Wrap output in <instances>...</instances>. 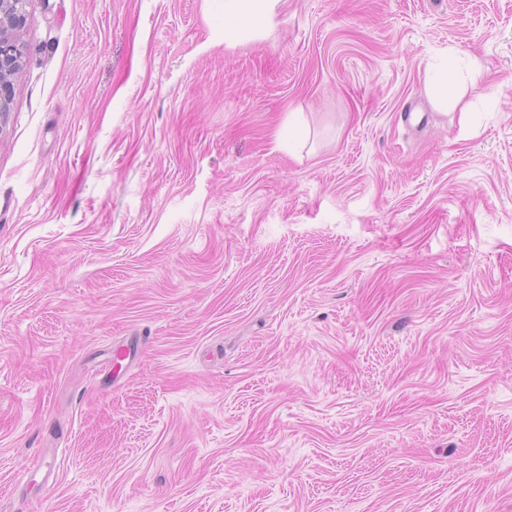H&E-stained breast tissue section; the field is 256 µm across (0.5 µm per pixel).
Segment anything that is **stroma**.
<instances>
[{"instance_id": "1", "label": "stroma", "mask_w": 512, "mask_h": 512, "mask_svg": "<svg viewBox=\"0 0 512 512\" xmlns=\"http://www.w3.org/2000/svg\"><path fill=\"white\" fill-rule=\"evenodd\" d=\"M25 12L0 512H512V0ZM281 0H224V40L253 37L273 20ZM460 81L458 73L454 70L448 74V63L438 69L429 79V96L432 102L438 106L447 108L448 102L457 105L459 95L454 92V85Z\"/></svg>"}]
</instances>
